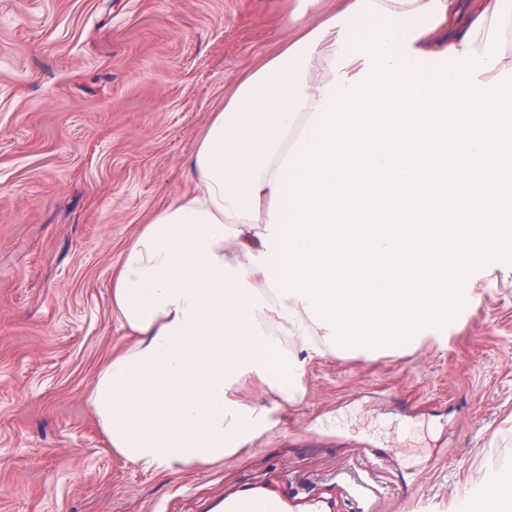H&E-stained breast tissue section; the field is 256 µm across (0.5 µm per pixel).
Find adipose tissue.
<instances>
[{
    "mask_svg": "<svg viewBox=\"0 0 512 512\" xmlns=\"http://www.w3.org/2000/svg\"><path fill=\"white\" fill-rule=\"evenodd\" d=\"M508 33L512 0H339L315 26L295 15L214 114L193 192L112 272L133 343L89 396L110 448L154 474L222 461L270 425L269 409L231 397L238 381L293 399L324 348L372 352L447 326L474 258L512 238V112L489 79ZM430 56L456 65L413 68ZM450 152L440 222L396 225V203L417 209L420 172Z\"/></svg>",
    "mask_w": 512,
    "mask_h": 512,
    "instance_id": "obj_1",
    "label": "adipose tissue"
}]
</instances>
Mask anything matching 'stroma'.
<instances>
[{
    "mask_svg": "<svg viewBox=\"0 0 512 512\" xmlns=\"http://www.w3.org/2000/svg\"><path fill=\"white\" fill-rule=\"evenodd\" d=\"M295 0H0V512H213L284 476L362 512H457L512 456V244L483 255L465 313L374 359L325 352L289 401L235 388L271 427L163 475L109 447L88 404L130 342L121 253L192 193L188 160L240 76L288 37Z\"/></svg>",
    "mask_w": 512,
    "mask_h": 512,
    "instance_id": "stroma-1",
    "label": "stroma"
}]
</instances>
